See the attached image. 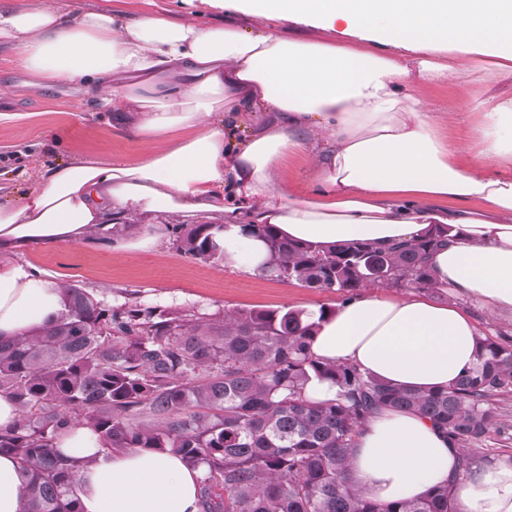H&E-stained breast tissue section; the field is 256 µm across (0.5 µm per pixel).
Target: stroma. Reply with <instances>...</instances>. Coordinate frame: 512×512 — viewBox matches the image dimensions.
Instances as JSON below:
<instances>
[{
	"label": "stroma",
	"mask_w": 512,
	"mask_h": 512,
	"mask_svg": "<svg viewBox=\"0 0 512 512\" xmlns=\"http://www.w3.org/2000/svg\"><path fill=\"white\" fill-rule=\"evenodd\" d=\"M76 86L34 88L0 97V113L16 112L15 122H0V203H14L39 184L37 167L78 156L112 161L136 158L141 144L127 135L110 112L85 108ZM60 283L111 295L113 304L135 301L169 310L193 308L221 315L238 309L309 310L336 307L342 293L305 288L292 281L246 273L221 262L194 258L162 236L146 250L129 251L102 241L34 249L22 256ZM498 431L475 449L476 462L512 454V389L491 400Z\"/></svg>",
	"instance_id": "35a3bbf8"
}]
</instances>
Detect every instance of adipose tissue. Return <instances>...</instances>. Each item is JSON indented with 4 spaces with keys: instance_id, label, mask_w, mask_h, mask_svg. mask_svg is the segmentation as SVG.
I'll list each match as a JSON object with an SVG mask.
<instances>
[{
    "instance_id": "ef3b65f1",
    "label": "adipose tissue",
    "mask_w": 512,
    "mask_h": 512,
    "mask_svg": "<svg viewBox=\"0 0 512 512\" xmlns=\"http://www.w3.org/2000/svg\"><path fill=\"white\" fill-rule=\"evenodd\" d=\"M267 20H173L165 10L132 17L112 8L32 0L0 6V42L11 44L27 82L18 94L60 83L84 89L98 112H129L143 147L133 163L80 157L45 168L38 188L0 205V338L44 327L63 309L60 283L16 255L90 236L151 247L170 219H218L224 261L253 272L268 259L246 224L288 238L384 245L450 229L432 259L439 288L512 313V96L472 93L512 71V0H207ZM332 31L339 42L284 39L278 24ZM452 80L477 120L464 151L440 133L414 86ZM243 138H236V130ZM292 152L310 159L317 188L284 179ZM471 316L426 297L372 286L319 324L312 353L381 380L433 391L476 363ZM77 468L82 512H200V470L179 457L105 452L74 421L58 440ZM459 448L430 420L384 409L360 431L347 479L378 503L424 497L447 485L457 512H512V457L458 472Z\"/></svg>"
}]
</instances>
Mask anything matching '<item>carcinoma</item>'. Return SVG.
Returning a JSON list of instances; mask_svg holds the SVG:
<instances>
[{"mask_svg":"<svg viewBox=\"0 0 512 512\" xmlns=\"http://www.w3.org/2000/svg\"><path fill=\"white\" fill-rule=\"evenodd\" d=\"M178 248L224 260L213 224L167 226ZM261 236L269 263L260 274L351 300L375 284L435 288L431 258L448 229L408 241L318 245ZM317 322L300 309H240L224 317L111 305L64 287V309L46 326L0 341V393L21 418L0 432V453L24 475L22 512H81L76 471L58 439L81 420L107 452L145 448L203 467L201 512H456L448 486L420 499L378 504L353 488L346 471L354 439L381 409L415 411L466 453L498 428L491 398L512 388V345L479 338L476 366L448 387L422 392L377 379L352 364L312 355ZM336 396L306 398L311 376Z\"/></svg>","mask_w":512,"mask_h":512,"instance_id":"obj_1","label":"carcinoma"}]
</instances>
